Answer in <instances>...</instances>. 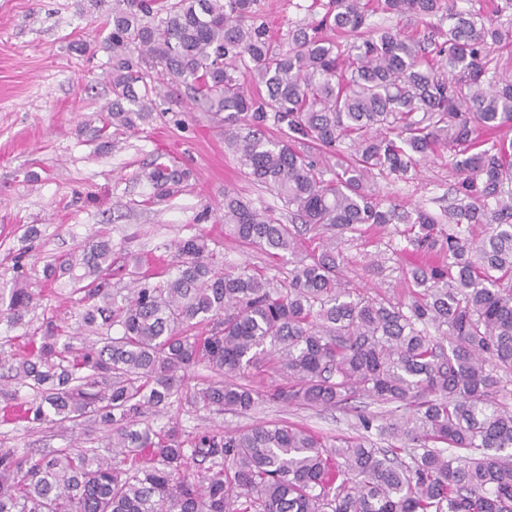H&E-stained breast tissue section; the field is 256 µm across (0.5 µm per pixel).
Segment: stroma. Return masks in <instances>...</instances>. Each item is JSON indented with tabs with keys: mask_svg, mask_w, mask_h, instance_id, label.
I'll use <instances>...</instances> for the list:
<instances>
[{
	"mask_svg": "<svg viewBox=\"0 0 512 512\" xmlns=\"http://www.w3.org/2000/svg\"><path fill=\"white\" fill-rule=\"evenodd\" d=\"M311 0H255L274 37L310 21ZM107 7L90 0H0V282L23 269L42 299L28 316L31 327L56 315L67 326L77 312L70 297L71 275L49 278L46 264L69 257L86 242H112V260L120 268L114 287H128L130 264L150 267L170 259L176 241L198 233L216 244L218 259L284 276L285 260L253 251L229 234L219 207L233 190L278 217L281 201L239 170L224 148V134L201 112L175 107L158 113L138 130L120 132L112 145L100 147L85 130L112 99L108 76L112 60L104 48L109 33ZM190 171L175 196L154 199L141 173L155 159ZM459 179L450 157L428 163L417 179L378 180L385 204L421 208L443 215L454 199ZM406 225L364 227L349 238L344 274L351 287L394 300L408 299V272L418 261L406 241ZM393 418V405L371 400L357 408L322 409L267 403L246 415H215L173 404L155 425L177 422L192 433L220 426L225 431L284 421L327 440L358 435L359 415ZM70 436L27 424L0 422V446L62 448Z\"/></svg>",
	"mask_w": 512,
	"mask_h": 512,
	"instance_id": "obj_1",
	"label": "stroma"
}]
</instances>
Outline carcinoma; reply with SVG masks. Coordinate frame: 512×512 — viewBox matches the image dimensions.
<instances>
[{
  "label": "carcinoma",
  "mask_w": 512,
  "mask_h": 512,
  "mask_svg": "<svg viewBox=\"0 0 512 512\" xmlns=\"http://www.w3.org/2000/svg\"><path fill=\"white\" fill-rule=\"evenodd\" d=\"M253 2L112 0L113 100L87 131L108 147L112 131L152 120L161 89L177 102L185 87L224 128L239 168L291 214L284 224L224 190L230 234L288 256V276L223 267L201 233L176 244L166 270L137 267L126 295L112 287L107 241L48 265L50 275L85 268L77 328L65 336L48 317L23 350H0V370L34 398L0 397L20 422L102 430L108 442L0 448V512H512V411L502 403L512 396V140L494 136L512 128V80L488 68L512 39L499 22L512 0L473 12L446 0H312L319 18L289 30L285 47ZM377 13L407 15L423 33L377 26ZM437 15L448 27L427 22ZM445 151L460 176L446 223L383 206L377 178L412 179ZM142 177L163 198L190 171L156 161ZM300 224L329 235L305 252ZM365 224H408L414 250L443 256L411 270L409 300L345 284L342 234ZM39 301L21 275L1 284L0 322L23 325ZM98 322L121 332L81 336ZM273 353L284 382L241 383ZM198 365L216 378L195 380ZM356 398L405 414H362L365 435L334 443L281 422L191 438L173 421L141 422L175 400L222 414ZM372 431L401 445L377 448ZM190 458L207 464L197 480Z\"/></svg>",
  "instance_id": "cac0c4a2"
}]
</instances>
